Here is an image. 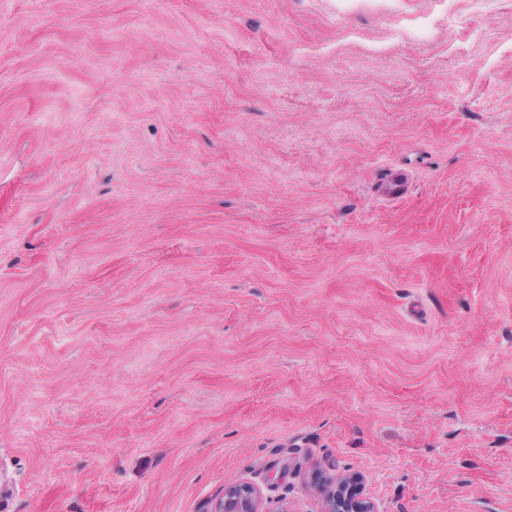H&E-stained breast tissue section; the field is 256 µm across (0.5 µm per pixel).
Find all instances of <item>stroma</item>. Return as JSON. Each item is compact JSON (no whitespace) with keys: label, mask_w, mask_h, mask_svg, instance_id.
Returning a JSON list of instances; mask_svg holds the SVG:
<instances>
[{"label":"stroma","mask_w":512,"mask_h":512,"mask_svg":"<svg viewBox=\"0 0 512 512\" xmlns=\"http://www.w3.org/2000/svg\"><path fill=\"white\" fill-rule=\"evenodd\" d=\"M512 512V0H0L9 512ZM363 480L359 473L321 478L317 489L325 503L324 512H379L377 503L363 494ZM212 512H262L259 491L247 482L225 487Z\"/></svg>","instance_id":"35a3bbf8"}]
</instances>
